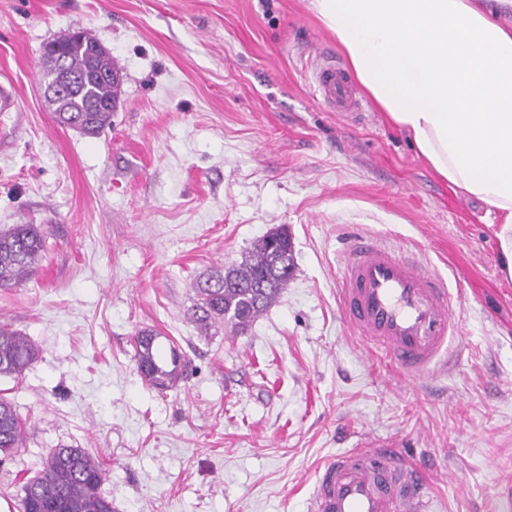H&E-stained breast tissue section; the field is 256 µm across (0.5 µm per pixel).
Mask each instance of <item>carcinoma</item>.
Masks as SVG:
<instances>
[{
	"instance_id": "cac0c4a2",
	"label": "carcinoma",
	"mask_w": 512,
	"mask_h": 512,
	"mask_svg": "<svg viewBox=\"0 0 512 512\" xmlns=\"http://www.w3.org/2000/svg\"><path fill=\"white\" fill-rule=\"evenodd\" d=\"M44 48L60 52L64 72L45 64L42 81L58 89L49 97L59 124L96 136L112 125L120 84L102 78L116 71L112 54L88 30L70 29ZM46 239L37 224H14L0 231V288L24 282L42 255ZM294 272L293 246L281 227L257 241L242 261L201 281L193 282L195 300L189 319L206 330L230 321L244 332L278 298ZM159 333L135 332L134 359L142 378L153 388L166 390L184 379L185 363L176 347L169 359L157 351ZM39 350L24 334L0 322V377L20 378L37 360ZM23 421L13 404L0 396V463L23 445ZM104 478L98 459L84 448L64 446L45 458L42 469L20 486V512H114L100 491Z\"/></svg>"
}]
</instances>
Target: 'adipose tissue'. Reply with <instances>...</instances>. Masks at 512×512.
<instances>
[{
  "instance_id": "obj_1",
  "label": "adipose tissue",
  "mask_w": 512,
  "mask_h": 512,
  "mask_svg": "<svg viewBox=\"0 0 512 512\" xmlns=\"http://www.w3.org/2000/svg\"><path fill=\"white\" fill-rule=\"evenodd\" d=\"M418 154L489 208L512 278V0H310Z\"/></svg>"
}]
</instances>
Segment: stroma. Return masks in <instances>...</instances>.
Listing matches in <instances>:
<instances>
[{
	"label": "stroma",
	"instance_id": "stroma-1",
	"mask_svg": "<svg viewBox=\"0 0 512 512\" xmlns=\"http://www.w3.org/2000/svg\"><path fill=\"white\" fill-rule=\"evenodd\" d=\"M83 27L119 65L112 125L55 122L42 47ZM339 54L309 0H0V229L39 224L34 272L0 321L39 357L0 395L26 421L0 468V512L61 446L104 469L116 512H308L320 465L360 443L403 449L434 512H490L512 488V280L486 207L448 184L375 104L317 97ZM287 227L295 272L244 334L201 335L192 284ZM412 252L462 294L445 368L409 381L343 320L351 234ZM182 351L178 389L147 385L132 337ZM312 78L317 95L331 111L363 112L362 101L350 74L334 55H319Z\"/></svg>",
	"mask_w": 512,
	"mask_h": 512
}]
</instances>
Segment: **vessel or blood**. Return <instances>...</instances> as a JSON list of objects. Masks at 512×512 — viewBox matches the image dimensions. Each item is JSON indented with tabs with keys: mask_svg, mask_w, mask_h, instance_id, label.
Returning a JSON list of instances; mask_svg holds the SVG:
<instances>
[{
	"mask_svg": "<svg viewBox=\"0 0 512 512\" xmlns=\"http://www.w3.org/2000/svg\"><path fill=\"white\" fill-rule=\"evenodd\" d=\"M312 78L334 112L362 111L347 70L319 55ZM340 270L343 315L368 350L387 357L408 379L435 372L461 331L458 302L446 282L413 256L377 240L353 237ZM309 512H430L422 472L399 448H352L328 459Z\"/></svg>",
	"mask_w": 512,
	"mask_h": 512,
	"instance_id": "1",
	"label": "vessel or blood"
}]
</instances>
